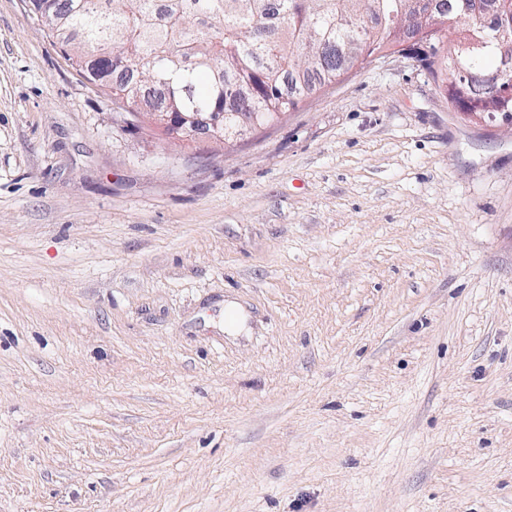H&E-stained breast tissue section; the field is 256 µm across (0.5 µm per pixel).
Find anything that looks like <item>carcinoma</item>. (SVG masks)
<instances>
[{"label":"carcinoma","instance_id":"carcinoma-1","mask_svg":"<svg viewBox=\"0 0 512 512\" xmlns=\"http://www.w3.org/2000/svg\"><path fill=\"white\" fill-rule=\"evenodd\" d=\"M64 0L44 24L80 71L141 117L224 113V138L264 126L304 94L399 44L411 0ZM499 13L495 29L476 8ZM420 61L470 115L512 112V6L501 0H428ZM499 82L486 81L490 73Z\"/></svg>","mask_w":512,"mask_h":512}]
</instances>
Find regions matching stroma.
I'll use <instances>...</instances> for the list:
<instances>
[{"label":"stroma","instance_id":"stroma-1","mask_svg":"<svg viewBox=\"0 0 512 512\" xmlns=\"http://www.w3.org/2000/svg\"><path fill=\"white\" fill-rule=\"evenodd\" d=\"M0 0V512H512V118L413 46L229 141L114 121Z\"/></svg>","mask_w":512,"mask_h":512}]
</instances>
